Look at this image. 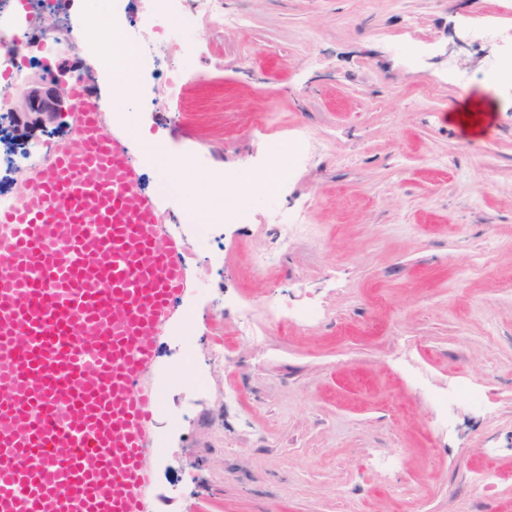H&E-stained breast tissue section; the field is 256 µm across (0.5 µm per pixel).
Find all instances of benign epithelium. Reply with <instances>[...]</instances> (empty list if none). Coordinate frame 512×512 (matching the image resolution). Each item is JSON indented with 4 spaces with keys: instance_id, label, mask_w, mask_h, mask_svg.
I'll return each instance as SVG.
<instances>
[{
    "instance_id": "obj_1",
    "label": "benign epithelium",
    "mask_w": 512,
    "mask_h": 512,
    "mask_svg": "<svg viewBox=\"0 0 512 512\" xmlns=\"http://www.w3.org/2000/svg\"><path fill=\"white\" fill-rule=\"evenodd\" d=\"M72 78V71L65 67L56 70L51 81L40 70L30 73L19 95L12 99L18 129L23 131L31 125L45 126L59 119H72L74 108L68 96Z\"/></svg>"
}]
</instances>
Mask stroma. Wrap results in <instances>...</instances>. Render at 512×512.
I'll use <instances>...</instances> for the list:
<instances>
[{
	"label": "stroma",
	"mask_w": 512,
	"mask_h": 512,
	"mask_svg": "<svg viewBox=\"0 0 512 512\" xmlns=\"http://www.w3.org/2000/svg\"><path fill=\"white\" fill-rule=\"evenodd\" d=\"M495 2L224 0L244 24L181 29L180 93L143 76L105 124L199 153L200 181L270 179L268 144L298 126L314 144L189 255L195 308L155 372L190 344L210 389L172 381L154 414L151 512H512V63L470 35ZM300 210L318 240L281 235L274 213ZM268 300L281 320L239 337ZM306 306L322 320L289 325Z\"/></svg>",
	"instance_id": "obj_1"
}]
</instances>
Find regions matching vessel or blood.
<instances>
[{
	"mask_svg": "<svg viewBox=\"0 0 512 512\" xmlns=\"http://www.w3.org/2000/svg\"><path fill=\"white\" fill-rule=\"evenodd\" d=\"M23 207H0V512H147L154 349L181 242L104 134L99 87Z\"/></svg>",
	"mask_w": 512,
	"mask_h": 512,
	"instance_id": "vessel-or-blood-1",
	"label": "vessel or blood"
}]
</instances>
